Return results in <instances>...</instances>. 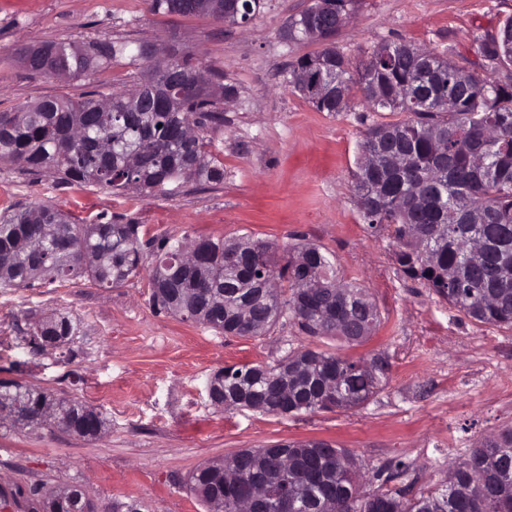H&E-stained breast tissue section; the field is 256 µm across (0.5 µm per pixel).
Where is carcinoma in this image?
Returning <instances> with one entry per match:
<instances>
[{
    "label": "carcinoma",
    "instance_id": "1",
    "mask_svg": "<svg viewBox=\"0 0 512 512\" xmlns=\"http://www.w3.org/2000/svg\"><path fill=\"white\" fill-rule=\"evenodd\" d=\"M153 8L180 15H200L192 0H152ZM355 0H314L288 25L294 40L304 38L312 13L332 18L346 15ZM338 28L324 30L327 47L302 56L292 72L310 79L292 87L320 112L346 111L351 91L360 93L377 112H404L398 123L375 124L360 142L361 158L354 173V190L361 200V217L368 233L386 238L394 258L411 279L422 282L449 306L476 322L512 328V84L469 72L430 50L386 42L365 60L352 61L336 49ZM483 58L494 66L512 65V17L498 36L475 37ZM145 44L134 40L91 41L81 49L66 42L36 48L44 56L28 69L45 76L81 75L112 61H146ZM178 74L193 82L186 92L167 97L160 67L140 71L120 92L90 93L80 99L49 98L0 112V161H19L35 172L52 170L60 178L122 192L141 190L174 194L188 181L217 182L224 168L207 160L205 130L224 122V99L234 86L222 84L216 95L213 78L221 74L201 66L191 55L173 57ZM330 77L341 99L326 97L317 86ZM248 249L222 238L198 240L200 262L217 288L207 289L199 306L209 310V327L235 336L242 333L237 315L244 311L265 321L268 330L287 318L312 337H339L360 343L379 327V315L365 290L344 280L331 254L319 245L297 243L277 255L275 244L248 239ZM180 241L164 238L153 245L152 305L177 313L183 290L193 287L196 272L179 267ZM143 247L139 225L98 216L83 224L51 204L41 203L0 213V287L27 288L37 280L53 284L85 279L103 288L118 287L139 273ZM267 273L282 291L268 296L255 285ZM318 282L312 295L300 296L298 285L307 275ZM68 316L38 323L28 345L46 347L36 336H52L59 349L76 335ZM308 376L284 393L273 368L232 365L224 368L228 395H240L256 411L289 414L331 410L351 398L349 408L366 404L380 388L388 363L354 359L327 350L301 351ZM59 407L58 428L84 439H95L107 419L83 402L57 397L40 386L13 379L0 380V406L17 411L25 427L38 431L46 421L41 409ZM448 468V485L415 500L399 490L369 495L360 490L352 470L337 469L296 504V512H412L415 503L426 512H512V428L472 449ZM264 478L251 469L224 495V512H237L236 498ZM224 482L209 464L196 469L191 490L208 502ZM482 486L479 498L470 487ZM60 488H33L25 495L29 512H50Z\"/></svg>",
    "mask_w": 512,
    "mask_h": 512
}]
</instances>
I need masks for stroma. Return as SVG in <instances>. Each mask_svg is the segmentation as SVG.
<instances>
[{
	"label": "stroma",
	"mask_w": 512,
	"mask_h": 512,
	"mask_svg": "<svg viewBox=\"0 0 512 512\" xmlns=\"http://www.w3.org/2000/svg\"><path fill=\"white\" fill-rule=\"evenodd\" d=\"M312 2L263 0L257 18L239 26L158 13L150 0H0V110L107 94L141 70L122 59L78 77L31 74L23 50L59 41L80 48L97 38L145 40L163 53L193 54L236 88L224 103L223 126L206 134L208 158L223 165V181L189 182L171 196L133 189L120 196L0 161V211L45 201L79 221L120 215L140 225L145 243L312 242L335 254L381 318L356 346L304 335L284 318L260 336H225L152 307L149 253L139 275L115 288L78 280L0 290V379L83 400L107 418L93 440L54 428H0V491L76 486L101 512L127 502L141 512H208L189 489L197 467L244 448L323 439L351 453L364 491L387 483L410 499L444 485L450 463L512 428V330L475 322L406 278L388 241L368 234L357 207L361 136L374 123L403 121L404 113L369 111L354 93L347 111L332 116L289 83L290 63L323 48L286 35L290 18ZM509 17L512 0H356L334 42L356 62L380 44L404 40L506 81L512 70L489 65L474 38L497 33ZM60 314L79 325L73 357L30 354L36 323ZM307 348L380 357L389 371L380 390L352 410L285 416L227 411L209 400L208 381L224 366H273ZM398 461L406 473L387 480V467Z\"/></svg>",
	"instance_id": "stroma-1"
}]
</instances>
